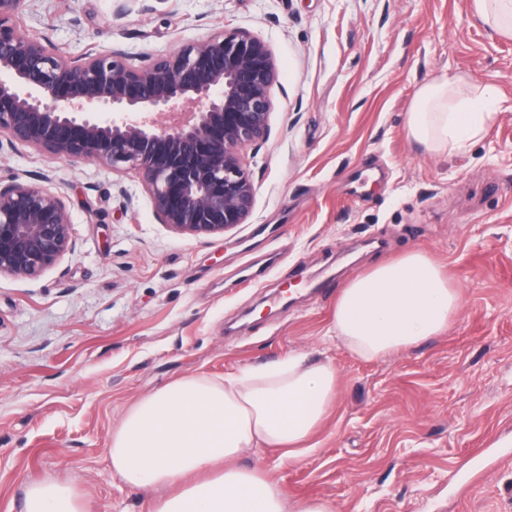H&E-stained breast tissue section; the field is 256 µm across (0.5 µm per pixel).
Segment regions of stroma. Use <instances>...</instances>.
Instances as JSON below:
<instances>
[{
	"label": "stroma",
	"mask_w": 512,
	"mask_h": 512,
	"mask_svg": "<svg viewBox=\"0 0 512 512\" xmlns=\"http://www.w3.org/2000/svg\"><path fill=\"white\" fill-rule=\"evenodd\" d=\"M24 0L17 22L67 56L140 66L222 30L271 48V129L248 148L245 224L195 238L159 224L135 173L0 147V178L64 195L74 253L0 276V512L28 483L73 485L89 512H151L160 492L112 473V428L140 395L295 349L342 373L317 449L247 453L291 494L337 512H512V37L471 0ZM497 90L464 154L410 142L437 77ZM427 250L462 304L448 333L364 362L326 341L349 280Z\"/></svg>",
	"instance_id": "stroma-1"
}]
</instances>
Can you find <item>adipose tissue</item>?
<instances>
[{"mask_svg": "<svg viewBox=\"0 0 512 512\" xmlns=\"http://www.w3.org/2000/svg\"><path fill=\"white\" fill-rule=\"evenodd\" d=\"M491 87L445 78L418 87L405 117L408 139L429 154L465 152L495 118ZM461 296L422 249L353 277L339 293L327 335L372 362L447 333ZM342 374L301 350L215 379L178 377L139 396L112 430V472L136 488H164L152 512H336L301 498L266 472L241 466L257 448L296 462L316 447ZM25 512H88L83 495L54 480L28 484Z\"/></svg>", "mask_w": 512, "mask_h": 512, "instance_id": "obj_1", "label": "adipose tissue"}]
</instances>
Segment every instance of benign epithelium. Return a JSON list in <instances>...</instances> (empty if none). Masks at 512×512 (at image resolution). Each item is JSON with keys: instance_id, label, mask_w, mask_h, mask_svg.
I'll use <instances>...</instances> for the list:
<instances>
[{"instance_id": "7a95c632", "label": "benign epithelium", "mask_w": 512, "mask_h": 512, "mask_svg": "<svg viewBox=\"0 0 512 512\" xmlns=\"http://www.w3.org/2000/svg\"><path fill=\"white\" fill-rule=\"evenodd\" d=\"M22 2L0 0V147L132 171L158 222L182 235L245 223L255 188L244 151L267 138L279 82L264 40L224 30L142 67L112 50L67 58L17 25ZM75 247L62 194L0 179V276L39 277Z\"/></svg>"}]
</instances>
